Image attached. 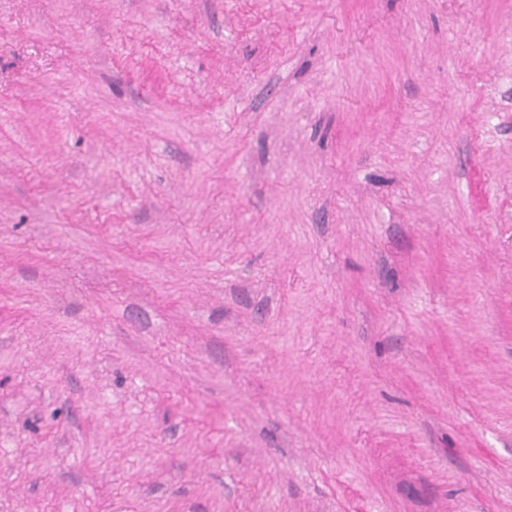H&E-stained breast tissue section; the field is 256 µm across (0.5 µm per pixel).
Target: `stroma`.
Instances as JSON below:
<instances>
[{"label":"stroma","instance_id":"1","mask_svg":"<svg viewBox=\"0 0 512 512\" xmlns=\"http://www.w3.org/2000/svg\"><path fill=\"white\" fill-rule=\"evenodd\" d=\"M0 512H512V0H0Z\"/></svg>","mask_w":512,"mask_h":512}]
</instances>
